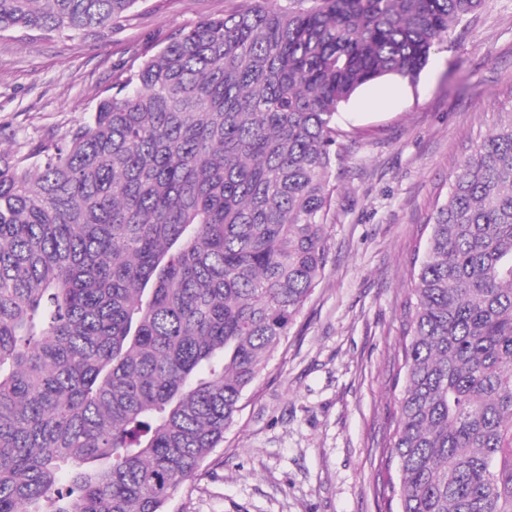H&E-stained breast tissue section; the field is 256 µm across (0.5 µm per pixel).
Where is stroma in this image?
I'll return each mask as SVG.
<instances>
[{
  "instance_id": "35a3bbf8",
  "label": "stroma",
  "mask_w": 512,
  "mask_h": 512,
  "mask_svg": "<svg viewBox=\"0 0 512 512\" xmlns=\"http://www.w3.org/2000/svg\"><path fill=\"white\" fill-rule=\"evenodd\" d=\"M249 0H138L105 42L0 37V151L87 119L172 33ZM512 112V0H485L415 81L338 110L320 284L167 512H383L393 379L411 262L462 152Z\"/></svg>"
}]
</instances>
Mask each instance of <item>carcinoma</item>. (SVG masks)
<instances>
[{
  "label": "carcinoma",
  "mask_w": 512,
  "mask_h": 512,
  "mask_svg": "<svg viewBox=\"0 0 512 512\" xmlns=\"http://www.w3.org/2000/svg\"><path fill=\"white\" fill-rule=\"evenodd\" d=\"M138 0H0L106 40ZM0 156V512H164L326 266L335 118L484 0H255ZM402 321L397 512H512V112L464 151Z\"/></svg>",
  "instance_id": "obj_1"
}]
</instances>
